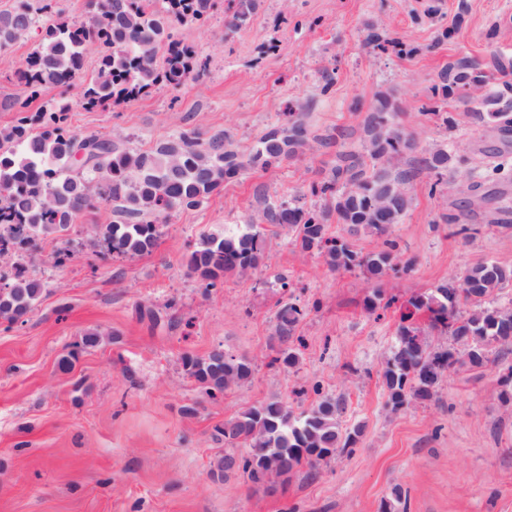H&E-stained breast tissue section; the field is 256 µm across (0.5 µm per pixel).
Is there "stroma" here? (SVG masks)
<instances>
[{
  "label": "stroma",
  "instance_id": "1",
  "mask_svg": "<svg viewBox=\"0 0 512 512\" xmlns=\"http://www.w3.org/2000/svg\"><path fill=\"white\" fill-rule=\"evenodd\" d=\"M257 4L236 29L226 25L236 0H214L206 26L177 24L183 43L209 60L181 88L162 84L94 110L81 105L78 87L63 90L69 129L144 150L185 129L226 133L246 154L284 112L304 109L313 130L348 128L357 146L366 115L388 95L417 142L400 168L439 148L453 161L444 183L423 171L408 184L412 204L392 237L412 266L381 278L384 295L407 300L483 261L512 267V226L499 223L512 200V142L454 97L439 115L420 114L435 103L439 73L462 59L485 70V93L512 86V0ZM373 31L392 45L368 44ZM40 39L35 31L0 52V129L18 117L16 75ZM332 160L311 150L242 173L201 206L172 213L149 254L115 258L99 244L108 205L72 227L65 266L53 264L55 240L39 241L26 270L47 288L24 322L0 320V512H380L395 489L404 512H512V399L501 383L512 345L500 347L499 362L449 369L432 400L394 411L382 371L399 312L365 309L370 288L360 272L329 270L286 229L264 224L258 269L226 276L209 295L188 276L184 256L202 237L243 232L258 217L256 184L270 203L309 207L308 187ZM461 183L468 192H458ZM446 214L468 235L444 223ZM279 273L308 309L296 328L306 346L291 369L278 362L275 314L287 299L273 285ZM146 308L157 324L142 319ZM89 333L98 343L62 370L70 345ZM217 346L246 358L253 373L213 402L181 358ZM322 393L343 400L344 427L360 428L353 452L261 487L238 470L214 476L229 451L214 441L216 425L272 400L307 410Z\"/></svg>",
  "mask_w": 512,
  "mask_h": 512
}]
</instances>
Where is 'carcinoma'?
<instances>
[{
    "label": "carcinoma",
    "mask_w": 512,
    "mask_h": 512,
    "mask_svg": "<svg viewBox=\"0 0 512 512\" xmlns=\"http://www.w3.org/2000/svg\"><path fill=\"white\" fill-rule=\"evenodd\" d=\"M95 11L82 22H72L52 11L51 0H21L19 6L0 11V51L11 47L33 28H41V41L27 66L18 73L25 98L15 99L22 115L14 125L0 130V257L14 261L0 266V319L13 325L21 321L41 298L45 284L25 276L24 254L42 236H54L60 245L54 264L71 258L65 233L87 211L112 203V223L99 235L114 256L144 255L157 246L159 223L178 209L200 206L224 181L253 169H266L284 160L297 159L315 143L336 148L327 179L309 186L311 195L325 201L321 209L267 203L264 185L253 196L263 205V224L286 227L293 243L304 252L323 258L332 271L359 270L376 278L400 264L392 227L409 209L406 190L421 171L442 179L451 157L436 149L418 160L414 171L393 177L392 161L416 149L412 134L398 121V112L386 97L365 118L366 139L361 148L349 146L351 132L337 127L327 134L311 131L302 112L285 113L286 120L268 127L248 155L239 153L220 133L202 139L196 130L149 150L123 147L98 135L78 136L66 125L68 104L52 99L34 116L25 114L29 104L61 86L76 84L88 108L109 107L149 93L159 85L178 88L200 73L208 59L195 55L177 38L173 23H205L212 0H93ZM257 0H238L231 25H242ZM102 49L97 71L83 74L85 52ZM162 56V65L156 64ZM486 75L472 64L450 66L439 74L436 94L446 99L467 86H482ZM467 109L486 110L487 121L512 123V114L494 109V95L474 98L459 95ZM336 213L347 233H372L383 238L381 247L362 254L346 242L328 236L327 221ZM263 234L249 230L235 235L211 234L186 258L188 275L209 293L224 284V276L258 267L263 257ZM512 282V268L484 262L464 271L430 292L408 299L400 306L397 346L385 362L383 380L388 404L397 411L413 400L434 396L440 376L456 365L480 367L494 361L496 346L512 344V307L493 304V295ZM397 302L383 299L372 289L365 306L376 311ZM427 328L450 336L459 350L435 351L426 341L418 315ZM306 311L287 301L276 313V332L284 343L297 341L294 331ZM94 343L87 336L70 346L61 359L71 369L78 355ZM187 374L212 400L247 379L251 364L215 349L203 357H184ZM342 404L325 397L308 411L294 414L291 407L270 401L253 406L214 427L213 439L239 455L218 459L220 473L242 471L251 483L264 485L267 476H288L301 467L317 469L338 452H350L359 430L345 431Z\"/></svg>",
    "instance_id": "1"
}]
</instances>
